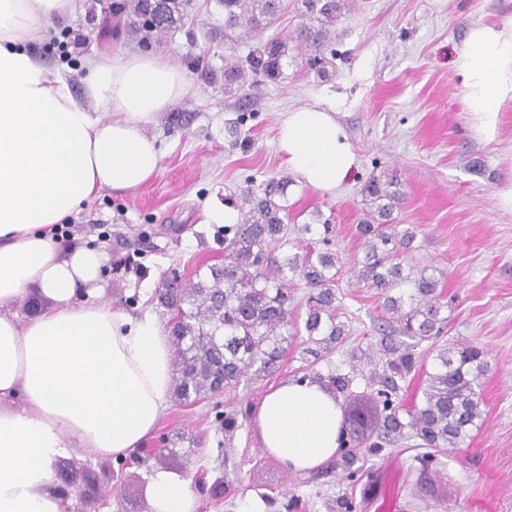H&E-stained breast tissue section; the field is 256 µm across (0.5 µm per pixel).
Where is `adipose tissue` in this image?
I'll return each mask as SVG.
<instances>
[{
	"mask_svg": "<svg viewBox=\"0 0 512 512\" xmlns=\"http://www.w3.org/2000/svg\"><path fill=\"white\" fill-rule=\"evenodd\" d=\"M70 0H0V512H69L53 487L68 449L126 455L152 437L173 381L168 338L151 316L101 301V249L53 237L100 190L153 179L157 115L187 94L167 58L90 61L81 95L25 49L42 40ZM470 129L494 141L512 102V21L472 26L453 60ZM277 150L305 186L331 193L357 156L333 110L288 109ZM43 308L19 326L13 305ZM263 448L290 471H311L340 445L341 404L319 380H287L255 416ZM153 512H196L187 480L157 471Z\"/></svg>",
	"mask_w": 512,
	"mask_h": 512,
	"instance_id": "ef3b65f1",
	"label": "adipose tissue"
}]
</instances>
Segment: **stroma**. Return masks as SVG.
Returning <instances> with one entry per match:
<instances>
[{"instance_id": "1", "label": "stroma", "mask_w": 512, "mask_h": 512, "mask_svg": "<svg viewBox=\"0 0 512 512\" xmlns=\"http://www.w3.org/2000/svg\"><path fill=\"white\" fill-rule=\"evenodd\" d=\"M512 20V0H353L330 30L327 53L333 74L319 78L301 59L289 60L281 77H255L247 94L224 91V58L246 55L245 44L224 38V10L216 0H189L183 18L149 54L179 67L189 92L160 113L150 132L161 159L157 175L127 193L102 190L72 215L71 242H94L106 260L102 299L139 315L151 312L167 326L169 311L157 295L170 272L192 278L202 263L224 257V227L210 223L214 204L239 200L250 183L287 174L276 148L282 112L318 104L333 108L357 154L358 166L342 187L322 194L299 182L287 189L290 215L276 256L306 251L303 225L314 211L335 227L333 249L344 265L336 283L339 318L349 335L315 370L347 368L350 350L372 351L388 317L374 289L359 283L349 262L362 248L355 225L366 206L360 190L374 175L398 172L404 201L395 217L416 233L413 262L436 269L450 303L442 339L481 347L478 383L483 420L456 448L423 451L409 439L379 455L359 449L360 466L372 481L353 483L332 470L318 479L291 472L266 452L253 424L264 395L301 375L302 332L309 289L293 279L291 339L277 372L232 393L185 404L170 398L147 447L168 451L135 462L101 458L85 448L69 449L53 481L65 489L64 473L89 470L93 497H72V512H151L150 476L159 469L184 477L197 498V512H247L262 494L275 496L270 512H326L328 500L352 497L356 512H512V212L497 199L512 182V106L505 109L495 141L476 139L464 109V88L453 59L471 26ZM141 34L124 31L102 39L88 19L87 0H72L47 37L29 49L70 78L81 91L88 61L115 63L140 53ZM238 122L239 137L227 132ZM137 263L125 267L129 252ZM417 369L400 392L403 403L418 402L435 367L433 340L414 339ZM249 410L232 442H225V412ZM230 486L213 497L216 478Z\"/></svg>"}]
</instances>
